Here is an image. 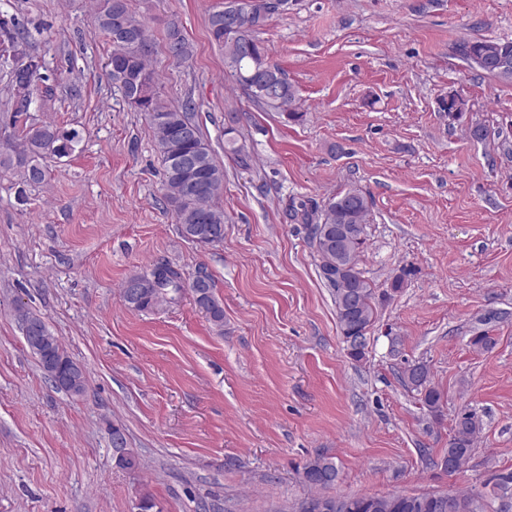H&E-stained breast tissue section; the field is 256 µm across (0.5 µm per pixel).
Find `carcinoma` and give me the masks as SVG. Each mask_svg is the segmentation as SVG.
Segmentation results:
<instances>
[{"instance_id": "1", "label": "carcinoma", "mask_w": 512, "mask_h": 512, "mask_svg": "<svg viewBox=\"0 0 512 512\" xmlns=\"http://www.w3.org/2000/svg\"><path fill=\"white\" fill-rule=\"evenodd\" d=\"M268 20L263 0H222L208 13L207 27L212 40L224 47L225 69L237 87L253 102L284 112L295 120L299 117L297 90L281 68L268 62L256 37ZM94 26L107 37L111 47L112 82L127 104L145 115L163 165L164 198L175 213L179 234L200 246L218 243L216 235L224 232V210L216 201L224 189V168L216 163L202 131L191 138L183 135L186 125L195 123L192 104L187 101L180 107L171 106L158 91L159 77L149 64L153 42L147 24L130 12L127 0H97ZM166 49L177 62L190 55L188 42L174 25L167 30ZM502 50L512 51V41L462 39L456 44V52L463 60H480V69L504 83H512V73H499L491 55ZM0 60L9 66V121L17 129L13 140L0 143V172L11 173L24 186L36 187L46 180V159L72 154L80 135L75 129L31 118L29 109L41 79L42 60L30 51L15 22L6 18H0ZM141 80L150 87V95L143 100L134 98ZM235 132L233 127L224 130L225 151L233 155L238 167L248 170L251 151L234 136ZM371 208L370 195L355 185L319 202L293 198L288 202L289 215L311 226L320 275L334 291L341 337L348 357L356 362L365 358L367 345L351 344L349 339L368 336L377 319L372 284L360 269ZM185 287L213 324L224 327V308L215 297V284L208 275L185 286L176 270L157 264L146 272L129 275L122 283L121 297L128 309L142 312L163 305L168 302L169 293L178 294ZM16 317L28 348L53 388L72 396L83 395L87 385L84 366L68 355L41 317L22 306L17 307ZM401 381L416 392L432 416L440 415L442 393L434 385L427 364L408 365L402 371ZM481 430L482 419L475 411L464 408L456 414L448 440V454L456 461V472L469 467ZM115 464L134 470L140 462L131 449L122 447ZM301 475L316 493L300 503L298 512H309V502L324 503L326 512H442L436 507L442 497L440 493L324 495L321 490L339 480L336 462L324 454L307 461ZM484 509L480 493L454 491L447 512Z\"/></svg>"}]
</instances>
